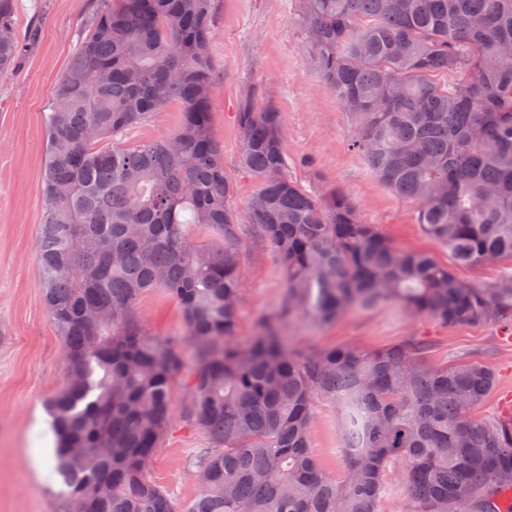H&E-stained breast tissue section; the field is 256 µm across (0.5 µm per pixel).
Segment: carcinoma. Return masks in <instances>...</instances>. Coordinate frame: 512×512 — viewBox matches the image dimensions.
Masks as SVG:
<instances>
[{"mask_svg":"<svg viewBox=\"0 0 512 512\" xmlns=\"http://www.w3.org/2000/svg\"><path fill=\"white\" fill-rule=\"evenodd\" d=\"M89 19L45 113L39 288L69 377L46 410L62 512H378L395 475L404 512H512V408L474 416L497 385L480 361L429 362L410 337L376 350L305 351L282 324L326 325L397 302L443 326L512 330V274L460 279L362 220L344 191H307L288 168L286 113L240 98L247 223L287 285L277 313L238 338V215L210 123L215 0H107ZM313 69L354 125L372 177L418 205L456 265L512 262V0H297ZM15 0H0V72L13 67ZM178 108L173 131L127 134ZM162 292L185 339L148 333ZM190 372L199 493L149 473L169 433L172 384ZM339 416L343 473L310 449L314 404Z\"/></svg>","mask_w":512,"mask_h":512,"instance_id":"obj_1","label":"carcinoma"}]
</instances>
